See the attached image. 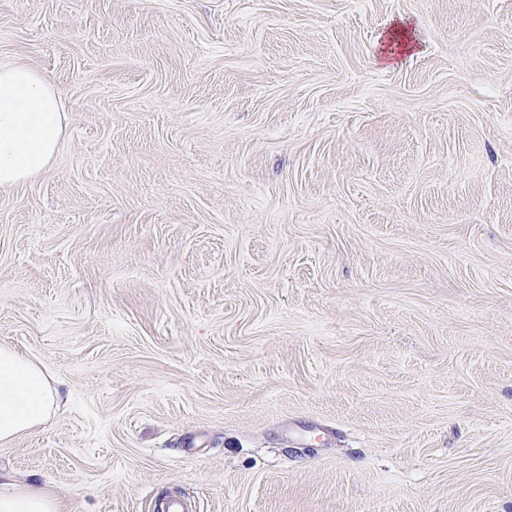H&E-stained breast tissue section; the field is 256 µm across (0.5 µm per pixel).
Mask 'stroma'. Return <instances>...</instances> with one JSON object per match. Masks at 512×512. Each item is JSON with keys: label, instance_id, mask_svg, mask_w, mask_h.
Returning <instances> with one entry per match:
<instances>
[{"label": "stroma", "instance_id": "obj_1", "mask_svg": "<svg viewBox=\"0 0 512 512\" xmlns=\"http://www.w3.org/2000/svg\"><path fill=\"white\" fill-rule=\"evenodd\" d=\"M16 63L66 130L0 188V344L62 400L1 474L512 512V0H0Z\"/></svg>", "mask_w": 512, "mask_h": 512}]
</instances>
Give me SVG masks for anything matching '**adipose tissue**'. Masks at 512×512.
Instances as JSON below:
<instances>
[{
	"label": "adipose tissue",
	"instance_id": "ef3b65f1",
	"mask_svg": "<svg viewBox=\"0 0 512 512\" xmlns=\"http://www.w3.org/2000/svg\"><path fill=\"white\" fill-rule=\"evenodd\" d=\"M65 128L57 88L35 68H0V187L37 176L55 156ZM59 405V392L39 363L0 345V442L42 425ZM0 512H60L47 489L14 484L0 494Z\"/></svg>",
	"mask_w": 512,
	"mask_h": 512
}]
</instances>
